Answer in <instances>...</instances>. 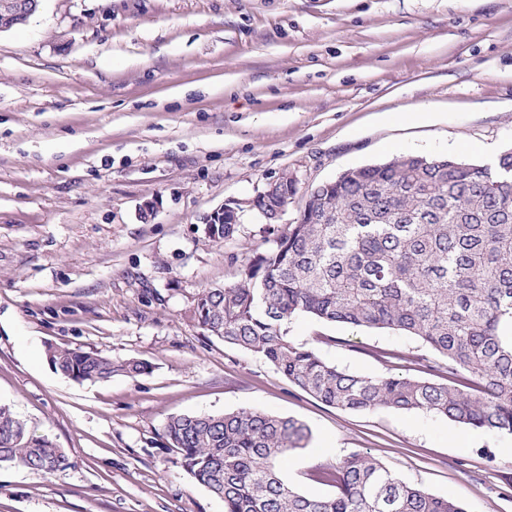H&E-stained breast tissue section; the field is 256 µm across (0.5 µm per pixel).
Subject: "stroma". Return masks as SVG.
Returning a JSON list of instances; mask_svg holds the SVG:
<instances>
[{
	"label": "stroma",
	"mask_w": 512,
	"mask_h": 512,
	"mask_svg": "<svg viewBox=\"0 0 512 512\" xmlns=\"http://www.w3.org/2000/svg\"><path fill=\"white\" fill-rule=\"evenodd\" d=\"M509 144L512 0H42L0 33V403L71 466H0V512H224L163 428L253 408L308 428L276 464L301 494L331 495L314 471L358 451L467 512H512V434L326 406L193 315L273 246L281 228L251 202L282 174L292 223L346 169L491 164ZM230 200L237 231L217 244L204 219ZM289 334L356 375L421 378L430 356L304 316ZM52 347L152 369L77 382Z\"/></svg>",
	"instance_id": "obj_1"
}]
</instances>
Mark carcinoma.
I'll return each instance as SVG.
<instances>
[{
  "instance_id": "carcinoma-1",
  "label": "carcinoma",
  "mask_w": 512,
  "mask_h": 512,
  "mask_svg": "<svg viewBox=\"0 0 512 512\" xmlns=\"http://www.w3.org/2000/svg\"><path fill=\"white\" fill-rule=\"evenodd\" d=\"M193 313L209 335L327 406L426 410L512 433V147L493 166L404 154L312 187L274 247L250 255L239 282L203 290ZM299 315L413 337L434 355L427 371L448 382L348 373L291 339ZM49 360L81 382L151 370L141 358L115 364L75 348H52ZM164 438L224 512H466L357 452L318 470L332 495H303L276 462L305 447L309 430L260 409L179 415ZM2 465L56 476L70 461L0 404Z\"/></svg>"
}]
</instances>
